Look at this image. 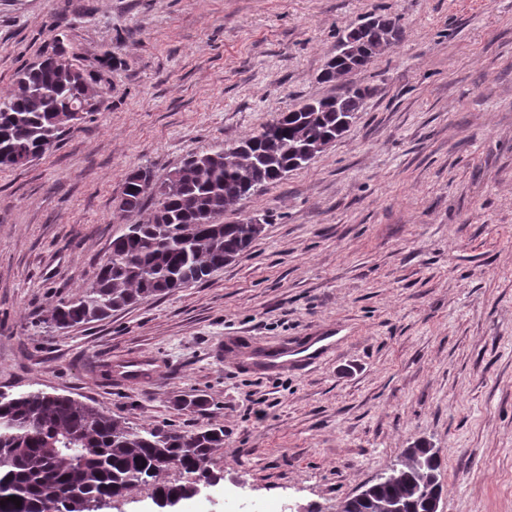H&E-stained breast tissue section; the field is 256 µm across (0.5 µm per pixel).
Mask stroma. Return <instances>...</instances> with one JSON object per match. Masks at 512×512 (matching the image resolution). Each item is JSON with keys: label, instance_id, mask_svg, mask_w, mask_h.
Masks as SVG:
<instances>
[{"label": "stroma", "instance_id": "1", "mask_svg": "<svg viewBox=\"0 0 512 512\" xmlns=\"http://www.w3.org/2000/svg\"><path fill=\"white\" fill-rule=\"evenodd\" d=\"M401 36L351 74L371 97L302 168L224 214L265 218L206 281L59 329L127 219L126 176L257 133L308 98L339 33ZM61 38L105 109L0 167V391L68 395L135 427H224L222 479L184 512L286 499L335 512L424 443L442 512H512V0H0V94ZM322 346L303 360V347ZM288 362L268 367V352ZM152 358L153 380L114 364ZM203 394L205 414L180 400ZM269 403L264 417L252 406Z\"/></svg>", "mask_w": 512, "mask_h": 512}]
</instances>
